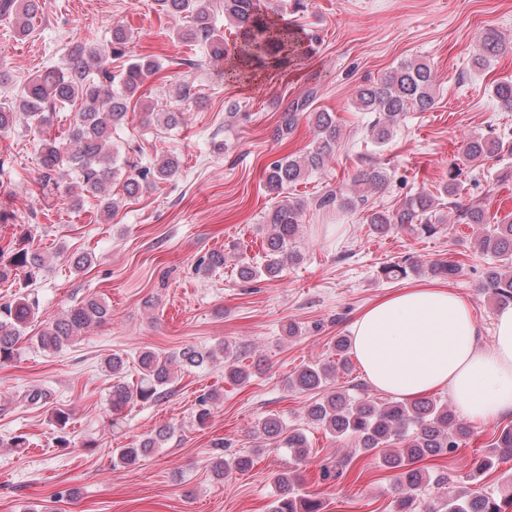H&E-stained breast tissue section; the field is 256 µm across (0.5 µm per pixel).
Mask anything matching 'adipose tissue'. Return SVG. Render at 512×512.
Segmentation results:
<instances>
[{
    "label": "adipose tissue",
    "instance_id": "1",
    "mask_svg": "<svg viewBox=\"0 0 512 512\" xmlns=\"http://www.w3.org/2000/svg\"><path fill=\"white\" fill-rule=\"evenodd\" d=\"M469 301L437 284L378 298L352 325L353 354L379 390L414 400L435 390L475 423L512 415V306L494 315L491 345Z\"/></svg>",
    "mask_w": 512,
    "mask_h": 512
}]
</instances>
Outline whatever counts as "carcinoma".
<instances>
[{
  "instance_id": "carcinoma-1",
  "label": "carcinoma",
  "mask_w": 512,
  "mask_h": 512,
  "mask_svg": "<svg viewBox=\"0 0 512 512\" xmlns=\"http://www.w3.org/2000/svg\"><path fill=\"white\" fill-rule=\"evenodd\" d=\"M161 14L181 17L186 24L175 31L177 40L198 47L216 62L228 61L227 75L237 78L248 71L286 70L309 53L308 40L298 29L281 25L261 15L255 0H224V18L239 32L240 44L228 50L224 33L218 26L217 15L211 9L212 0H155ZM42 12L41 0H0V17L11 18L17 34L28 35L33 21ZM131 40L128 30L112 26L109 40L103 44L75 47L61 67L45 68L32 75L15 93L0 101V134L7 133L23 122L40 137V166L43 176L40 191L51 195L60 190L74 195L73 206H81L84 194L99 199L103 212L111 214L117 206L112 197V182L123 180L124 194L133 197L143 189L172 178L179 170L178 157L160 154L149 164H143L129 153H120L112 144L113 133L126 123L132 102L142 103L144 125L152 122L176 128L184 122L180 109L156 112L145 102L144 82L165 69L163 61L153 55L129 54ZM504 40L493 29H486L480 37L473 65L483 69L502 52ZM127 58V65L119 74L112 73V60ZM491 92L502 107L512 110V79L503 78L492 85ZM436 102L435 80L430 65L420 59L404 60L377 81L357 87L353 104L361 112L373 114L370 123L372 139L385 144L394 127L411 111L426 112ZM69 107L75 111L73 125L65 136L50 133L55 113ZM308 107V98L291 106L284 114L278 135L290 134L298 120V113ZM309 118L315 129V145L301 155H289L270 164L266 177L269 190L281 195L288 187L325 168L336 152L341 128L336 115L330 112H311ZM503 150L499 141L478 137L467 141L463 157L474 162L492 157ZM390 179L389 173L379 167L360 170L354 184L369 189H380ZM364 202L362 195H350L331 190L314 199L319 210H351ZM434 204L433 195L421 191L405 200L397 209L375 211L367 216L372 233L386 236L397 228H405L416 235L433 236L442 231L431 222L428 213ZM457 220L463 224H486L483 208L478 204L456 207ZM305 203L288 198L280 200L267 213V233L262 243L265 260L262 266L243 263L238 275L244 281L262 276L270 280L288 262L299 259L293 243L302 236ZM475 248L496 257H512V213L485 229L475 238ZM226 255L213 251L198 260L196 271L208 274L224 266ZM45 258L31 246V232L21 233L7 245L0 246V282L18 285L20 292L12 300L0 304V364L9 363L20 355V343L26 340L23 332L34 316V305L28 289L37 284L45 271ZM417 265L408 258L382 266L381 275L387 279L405 278ZM461 270L453 260H437L428 271L435 277L452 279ZM481 290L496 305L512 303V270L498 269L486 273ZM110 315L108 306L96 297L78 302L52 319L48 327L33 340L44 350L58 351L88 328L99 324ZM337 360L304 364L288 378L287 386L302 391L322 392L306 409L308 420L335 438H353L359 453L370 455L377 449H388L380 457L383 467L394 473L397 495L396 512H509L512 499L497 501L492 495L455 491L443 501H426L429 488H441L447 477H436L418 463L450 453L472 435L471 427L460 419L440 398L427 397L417 401L398 398H361L360 384L328 388L338 373L353 370L349 351L352 340L336 337ZM224 356V378L240 386L250 381V367L232 359L228 346L217 349L185 347L177 354L146 348L138 354V379L132 383L125 377L127 359L114 353L104 359L105 371L112 376L109 406L111 427L122 426V412L129 405L156 401L176 379L177 369L202 368ZM219 394L207 391L197 397L194 422L198 428L207 427ZM258 435L283 448L297 464L310 453V440L304 429L288 424L279 415L271 413L258 420ZM174 429L161 426L136 443L116 449L124 464H134L153 454L171 438ZM211 456L214 474L222 477L233 471L245 472L251 458L241 455L224 459V442L212 444ZM512 458V425L504 426L489 448L474 460V471L479 473L496 463ZM278 497L272 512H320L319 500L299 492L293 472H284L276 479Z\"/></svg>"
}]
</instances>
